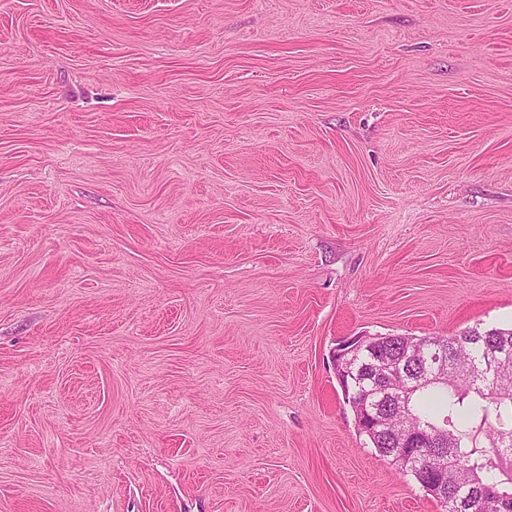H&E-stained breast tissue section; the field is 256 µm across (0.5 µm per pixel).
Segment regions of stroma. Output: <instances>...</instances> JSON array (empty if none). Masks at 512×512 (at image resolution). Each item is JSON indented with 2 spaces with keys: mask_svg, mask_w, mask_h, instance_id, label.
<instances>
[{
  "mask_svg": "<svg viewBox=\"0 0 512 512\" xmlns=\"http://www.w3.org/2000/svg\"><path fill=\"white\" fill-rule=\"evenodd\" d=\"M512 326V0H0V512H438L362 334ZM378 336H352L348 337L341 341L340 344L336 347L334 351V366L336 368H340L342 365L346 367L348 370L350 363L353 361V358L362 357L363 351L366 347L372 345L373 338ZM348 358H351L350 361H346ZM371 443L374 446V448L377 449V452L381 457L387 458L392 463V465H394L398 470H402L403 472V469L397 460V455L400 453L402 449V444L398 437H377L374 439L373 442L371 441Z\"/></svg>",
  "mask_w": 512,
  "mask_h": 512,
  "instance_id": "35a3bbf8",
  "label": "stroma"
}]
</instances>
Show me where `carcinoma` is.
I'll return each instance as SVG.
<instances>
[{
    "mask_svg": "<svg viewBox=\"0 0 512 512\" xmlns=\"http://www.w3.org/2000/svg\"><path fill=\"white\" fill-rule=\"evenodd\" d=\"M445 342L460 366L482 378L477 384L448 372V384H426L408 394V420L428 429H448L446 448H429L433 457L450 452L448 506L458 512H497L491 494L512 495V358L496 376H484L487 363L494 360L500 343L512 344V328H469L455 336H431ZM484 432L488 445L478 440ZM379 455L400 467L397 455L401 441L394 436L377 437L372 442Z\"/></svg>",
    "mask_w": 512,
    "mask_h": 512,
    "instance_id": "carcinoma-1",
    "label": "carcinoma"
}]
</instances>
